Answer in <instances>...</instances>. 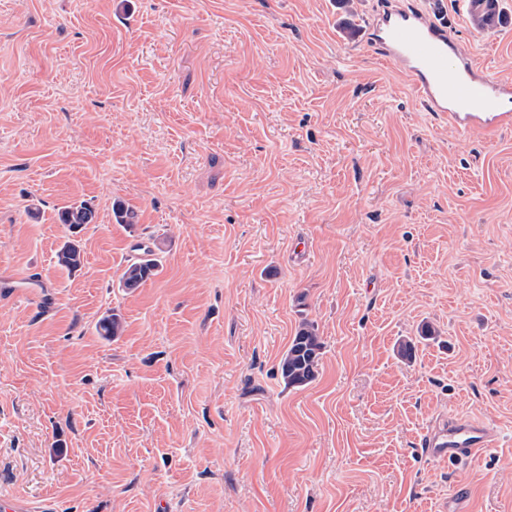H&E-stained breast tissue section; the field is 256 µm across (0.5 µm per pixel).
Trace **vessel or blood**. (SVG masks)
<instances>
[{"instance_id":"1","label":"vessel or blood","mask_w":512,"mask_h":512,"mask_svg":"<svg viewBox=\"0 0 512 512\" xmlns=\"http://www.w3.org/2000/svg\"><path fill=\"white\" fill-rule=\"evenodd\" d=\"M364 38L382 59L406 69L427 111L464 133L493 135L512 127V81L464 57L445 26L415 9L380 13ZM494 429L463 417L431 430L423 441L434 460L460 461L495 447Z\"/></svg>"}]
</instances>
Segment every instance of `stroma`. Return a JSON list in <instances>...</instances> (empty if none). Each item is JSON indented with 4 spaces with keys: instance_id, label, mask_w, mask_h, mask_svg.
Returning a JSON list of instances; mask_svg holds the SVG:
<instances>
[{
    "instance_id": "stroma-1",
    "label": "stroma",
    "mask_w": 512,
    "mask_h": 512,
    "mask_svg": "<svg viewBox=\"0 0 512 512\" xmlns=\"http://www.w3.org/2000/svg\"><path fill=\"white\" fill-rule=\"evenodd\" d=\"M385 6L512 79V0L485 30L467 0H0V498L512 512V128L427 112L363 40ZM143 246L158 271L123 288ZM304 321L321 359L289 388ZM451 414L497 447L425 456ZM322 347L314 324L303 322L280 361L286 387H304L315 379Z\"/></svg>"
}]
</instances>
